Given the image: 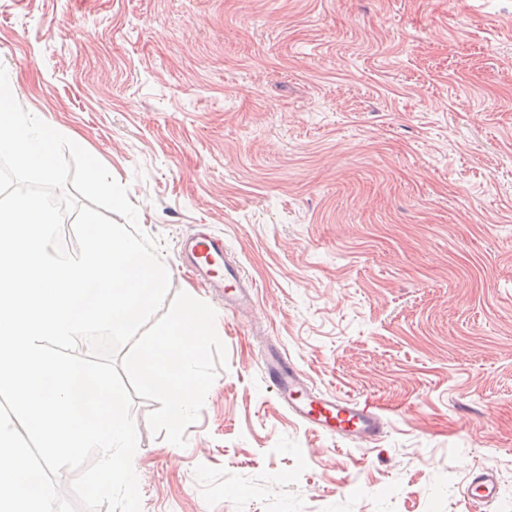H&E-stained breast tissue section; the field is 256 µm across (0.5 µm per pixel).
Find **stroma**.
<instances>
[{
	"mask_svg": "<svg viewBox=\"0 0 512 512\" xmlns=\"http://www.w3.org/2000/svg\"><path fill=\"white\" fill-rule=\"evenodd\" d=\"M17 102L95 156L227 349L180 448L135 398L142 512H512V0H0ZM222 236L235 314L180 259ZM372 404L294 418L261 355ZM263 365L280 402L291 415L313 429L357 443H371L382 436L384 421L367 402L314 389L302 371L279 350L267 352ZM467 495L472 502L484 507L496 502L499 487L495 476L486 470L473 472L467 487Z\"/></svg>",
	"mask_w": 512,
	"mask_h": 512,
	"instance_id": "35a3bbf8",
	"label": "stroma"
}]
</instances>
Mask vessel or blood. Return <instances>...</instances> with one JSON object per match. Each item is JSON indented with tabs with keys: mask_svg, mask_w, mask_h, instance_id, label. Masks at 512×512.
I'll return each mask as SVG.
<instances>
[{
	"mask_svg": "<svg viewBox=\"0 0 512 512\" xmlns=\"http://www.w3.org/2000/svg\"><path fill=\"white\" fill-rule=\"evenodd\" d=\"M181 254L200 281L223 289L225 309L234 312L252 305V286L241 265L225 259L222 238L192 235L183 241ZM263 365L280 402L291 415L313 429L357 443H371L382 436L384 421L370 404L314 389L302 371L281 352H267ZM467 494L472 502L482 506L496 502L499 487L495 476L486 470L473 472Z\"/></svg>",
	"mask_w": 512,
	"mask_h": 512,
	"instance_id": "vessel-or-blood-1",
	"label": "vessel or blood"
}]
</instances>
